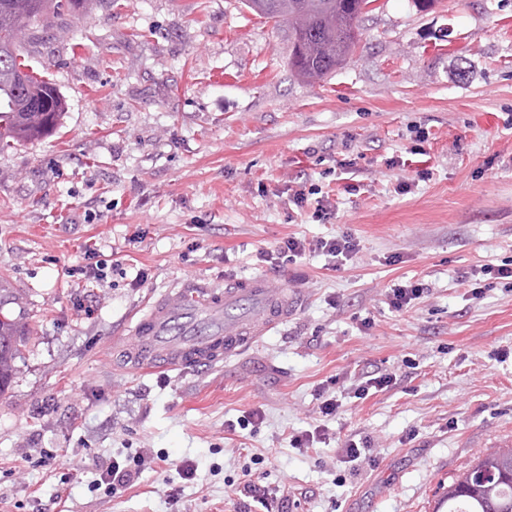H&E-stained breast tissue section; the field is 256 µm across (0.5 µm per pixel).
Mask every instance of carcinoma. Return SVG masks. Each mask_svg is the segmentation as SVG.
Masks as SVG:
<instances>
[{"label":"carcinoma","mask_w":512,"mask_h":512,"mask_svg":"<svg viewBox=\"0 0 512 512\" xmlns=\"http://www.w3.org/2000/svg\"><path fill=\"white\" fill-rule=\"evenodd\" d=\"M246 6L293 37L289 66L315 82L344 63L358 43V21L369 0H245ZM88 0H0V145L47 135L66 109L55 85L25 71L20 56L32 41L30 22L38 16H76ZM25 325L0 311V393L16 375ZM443 512H512V449L482 458L444 493Z\"/></svg>","instance_id":"obj_1"}]
</instances>
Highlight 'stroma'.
Here are the masks:
<instances>
[{
  "label": "stroma",
  "mask_w": 512,
  "mask_h": 512,
  "mask_svg": "<svg viewBox=\"0 0 512 512\" xmlns=\"http://www.w3.org/2000/svg\"><path fill=\"white\" fill-rule=\"evenodd\" d=\"M32 28L23 58L67 107L0 150V312L29 330L0 394V512H236L251 481L285 512H432L512 448V287L466 280L512 263V0H370L350 58L311 83L287 26L241 0H90ZM301 185L331 222L289 205ZM346 233L337 270L261 259ZM91 259L104 279L74 274ZM254 276L304 302L231 361L138 371L115 350L159 295ZM400 280L430 291L398 314ZM115 461L134 485L101 484Z\"/></svg>",
  "instance_id": "obj_1"
}]
</instances>
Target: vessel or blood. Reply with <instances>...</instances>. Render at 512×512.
Returning <instances> with one entry per match:
<instances>
[{
  "label": "vessel or blood",
  "instance_id": "vessel-or-blood-1",
  "mask_svg": "<svg viewBox=\"0 0 512 512\" xmlns=\"http://www.w3.org/2000/svg\"><path fill=\"white\" fill-rule=\"evenodd\" d=\"M297 301L296 291L272 293L260 277L229 281L220 292L171 291L137 318V346L123 358L179 372L216 365L286 322Z\"/></svg>",
  "mask_w": 512,
  "mask_h": 512
}]
</instances>
